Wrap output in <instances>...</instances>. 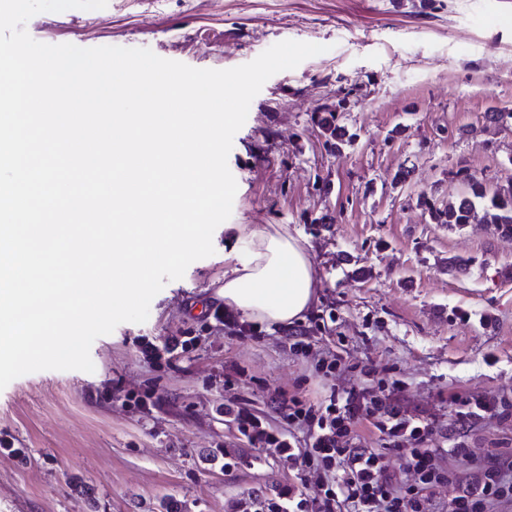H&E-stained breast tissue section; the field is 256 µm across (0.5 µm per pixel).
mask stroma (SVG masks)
<instances>
[{"instance_id":"1","label":"stroma","mask_w":512,"mask_h":512,"mask_svg":"<svg viewBox=\"0 0 512 512\" xmlns=\"http://www.w3.org/2000/svg\"><path fill=\"white\" fill-rule=\"evenodd\" d=\"M46 44L147 48L198 69H229L294 40L325 51L273 75L235 134L237 192L215 252L153 298L143 323L98 337L94 372L44 370L0 390V512H244L304 473L254 447L245 409L280 433L279 391L318 401L331 387L400 380L432 444L512 453V417L464 427L457 392L512 398V235L431 208L512 184V0H108L33 16ZM352 141L327 149L323 123ZM239 224H286L319 279L301 327L235 333L224 255ZM183 348L169 351L172 340ZM344 346L355 368L324 375ZM371 368L363 375L361 366ZM146 408L135 405V398Z\"/></svg>"}]
</instances>
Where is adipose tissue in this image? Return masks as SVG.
Returning a JSON list of instances; mask_svg holds the SVG:
<instances>
[{
    "label": "adipose tissue",
    "mask_w": 512,
    "mask_h": 512,
    "mask_svg": "<svg viewBox=\"0 0 512 512\" xmlns=\"http://www.w3.org/2000/svg\"><path fill=\"white\" fill-rule=\"evenodd\" d=\"M246 255L225 254L224 284L217 291L226 309L270 326L302 321L318 287L304 241L287 225L243 228Z\"/></svg>",
    "instance_id": "ef3b65f1"
}]
</instances>
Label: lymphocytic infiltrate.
Instances as JSON below:
<instances>
[{
	"instance_id": "f902f5d3",
	"label": "lymphocytic infiltrate",
	"mask_w": 512,
	"mask_h": 512,
	"mask_svg": "<svg viewBox=\"0 0 512 512\" xmlns=\"http://www.w3.org/2000/svg\"><path fill=\"white\" fill-rule=\"evenodd\" d=\"M401 389L396 380L375 393L334 388L316 405L279 393V414L307 435L301 444L293 436L269 432L249 411H236L239 428L252 443L277 449L291 460L304 458L318 475L313 493H289L279 512H429L435 489L442 484L453 488L448 512H512V453L474 460L472 474L458 478L443 461L469 456V449L459 441L431 447L429 423L398 404ZM449 405L464 424L500 417L512 408L506 398L472 392L453 394ZM365 422L400 457V479L390 475L383 449L362 446L358 427Z\"/></svg>"
}]
</instances>
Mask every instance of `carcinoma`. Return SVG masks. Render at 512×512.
Wrapping results in <instances>:
<instances>
[{
    "label": "carcinoma",
    "instance_id": "obj_1",
    "mask_svg": "<svg viewBox=\"0 0 512 512\" xmlns=\"http://www.w3.org/2000/svg\"><path fill=\"white\" fill-rule=\"evenodd\" d=\"M479 211L483 223L512 234V191L489 194L479 183L472 185L470 196L448 203L445 210L433 214V219L440 224L462 226Z\"/></svg>",
    "mask_w": 512,
    "mask_h": 512
}]
</instances>
